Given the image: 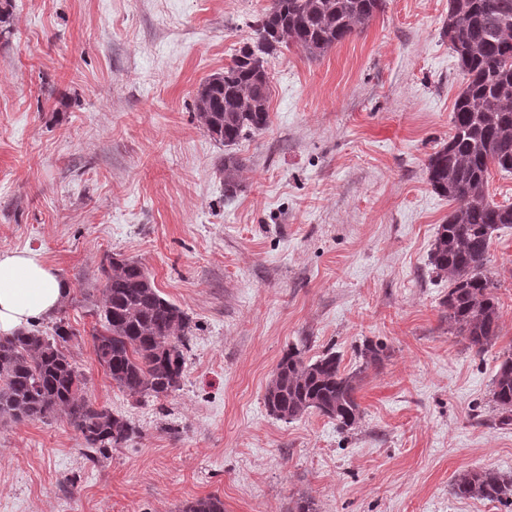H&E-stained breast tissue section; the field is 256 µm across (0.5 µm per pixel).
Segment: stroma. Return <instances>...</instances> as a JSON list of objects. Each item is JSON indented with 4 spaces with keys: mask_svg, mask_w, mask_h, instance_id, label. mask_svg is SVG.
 Returning a JSON list of instances; mask_svg holds the SVG:
<instances>
[{
    "mask_svg": "<svg viewBox=\"0 0 512 512\" xmlns=\"http://www.w3.org/2000/svg\"><path fill=\"white\" fill-rule=\"evenodd\" d=\"M269 0H12L0 23V251L32 248L72 288L65 345L96 405L137 434L87 461L63 416L0 419V512H504L460 499L459 473L512 478V425L491 402L512 350V227L487 269L500 336L484 353L451 334L447 279L429 253L454 202L429 185L461 90L443 33L448 0H386L324 56L269 57L268 129L224 147L195 99ZM139 261L196 330L178 390H120L92 338L110 257ZM381 363L362 366L364 342ZM360 370L349 430L310 411L280 420L264 396L288 347ZM242 168L240 160L231 153H224V194L233 195L238 187V176Z\"/></svg>",
    "mask_w": 512,
    "mask_h": 512,
    "instance_id": "35a3bbf8",
    "label": "stroma"
}]
</instances>
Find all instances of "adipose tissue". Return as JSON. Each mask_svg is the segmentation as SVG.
I'll return each instance as SVG.
<instances>
[{
  "mask_svg": "<svg viewBox=\"0 0 512 512\" xmlns=\"http://www.w3.org/2000/svg\"><path fill=\"white\" fill-rule=\"evenodd\" d=\"M69 282L33 249L0 252V335L30 329L61 307Z\"/></svg>",
  "mask_w": 512,
  "mask_h": 512,
  "instance_id": "1",
  "label": "adipose tissue"
}]
</instances>
